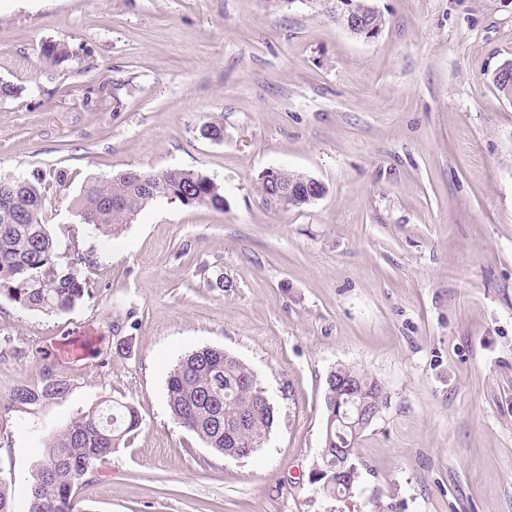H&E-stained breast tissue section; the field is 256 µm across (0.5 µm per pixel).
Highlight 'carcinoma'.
<instances>
[{
    "mask_svg": "<svg viewBox=\"0 0 512 512\" xmlns=\"http://www.w3.org/2000/svg\"><path fill=\"white\" fill-rule=\"evenodd\" d=\"M332 18L362 12L374 29L383 25L368 0H333ZM263 189L273 196L279 187L292 191L291 206L305 205L310 177L276 169L261 176ZM165 197L185 205L224 209L221 187L210 177L178 168L161 171L128 170L117 177L87 186L77 200L79 220L89 219L104 236H116L146 206ZM46 207L42 175L27 178L0 176V294L23 309L65 313L89 294L83 270L97 265L88 252L74 248L61 261L56 243L42 222ZM126 327L135 328L134 312L109 323L115 340L114 354L122 357L129 338ZM341 374L361 380L363 396L341 401L337 408L325 405L324 447L317 471L323 490L330 496H347V485L332 481V475L351 461L344 449L356 447L359 431L354 421L361 401L380 405L386 400L380 382L353 367ZM67 389L65 382L47 372L41 391L26 388L13 393V401L32 403L39 397L53 398ZM167 405L172 418L195 434L206 447L224 454V442L233 438L253 453L269 435L276 411L252 369L222 349L203 347L176 361L167 378ZM141 417L129 403L97 405L79 413L44 444L43 461L29 480L24 512H81L76 498V473L92 466L126 442L140 428Z\"/></svg>",
    "mask_w": 512,
    "mask_h": 512,
    "instance_id": "obj_1",
    "label": "carcinoma"
}]
</instances>
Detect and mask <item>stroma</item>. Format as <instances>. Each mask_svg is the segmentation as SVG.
<instances>
[{
	"label": "stroma",
	"mask_w": 512,
	"mask_h": 512,
	"mask_svg": "<svg viewBox=\"0 0 512 512\" xmlns=\"http://www.w3.org/2000/svg\"><path fill=\"white\" fill-rule=\"evenodd\" d=\"M371 40L327 0H0V175L45 177L60 255L97 260L69 312L0 295V478L22 512L44 443L104 401L142 426L80 482L82 512H512V0H374ZM65 44L68 58L43 54ZM223 124L224 139L200 129ZM271 167L325 195L270 201ZM213 178L224 208L161 199L114 237L79 223L86 183L131 169ZM229 285H215L217 276ZM135 311L129 352L107 319ZM223 348L277 411L245 458L167 406L177 359ZM387 399L354 493L314 483L331 371ZM65 394L31 404L45 372ZM67 389V385L62 380L53 377L52 372H47L44 378V385L41 388L40 394L26 388L17 389L13 393V401L22 404L32 403L39 399V397L53 398L62 395Z\"/></svg>",
	"instance_id": "35a3bbf8"
}]
</instances>
